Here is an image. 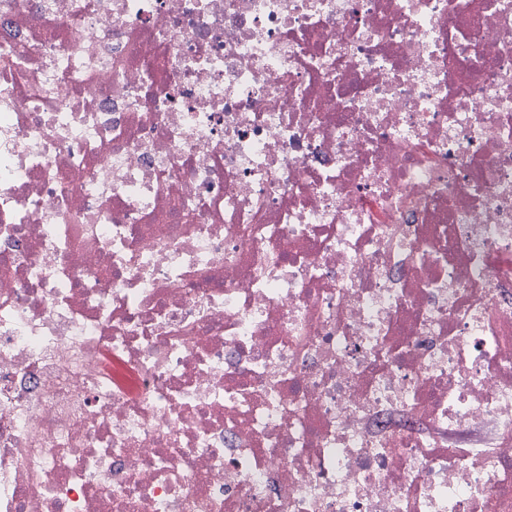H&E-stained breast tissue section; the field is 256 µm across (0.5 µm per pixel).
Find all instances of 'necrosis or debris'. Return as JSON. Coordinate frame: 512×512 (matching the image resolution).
<instances>
[{"label":"necrosis or debris","mask_w":512,"mask_h":512,"mask_svg":"<svg viewBox=\"0 0 512 512\" xmlns=\"http://www.w3.org/2000/svg\"><path fill=\"white\" fill-rule=\"evenodd\" d=\"M0 512H512V0H0Z\"/></svg>","instance_id":"obj_1"}]
</instances>
